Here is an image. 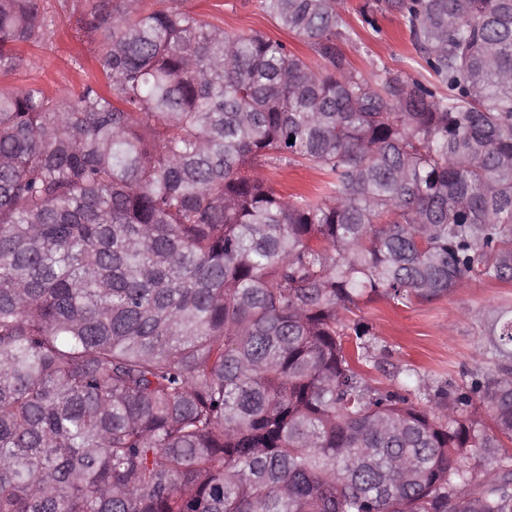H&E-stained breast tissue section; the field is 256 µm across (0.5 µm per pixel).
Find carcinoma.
I'll use <instances>...</instances> for the list:
<instances>
[{
	"label": "carcinoma",
	"mask_w": 512,
	"mask_h": 512,
	"mask_svg": "<svg viewBox=\"0 0 512 512\" xmlns=\"http://www.w3.org/2000/svg\"><path fill=\"white\" fill-rule=\"evenodd\" d=\"M82 2L106 90L0 89V512H512V456L466 467L512 443V308L495 371L426 401L346 317L512 282V0H367L433 77L374 83L338 0H260L312 62L183 0ZM49 34L0 0V73ZM261 173L277 192L284 195L317 188L324 180V175L317 169L287 164L263 167Z\"/></svg>",
	"instance_id": "obj_1"
}]
</instances>
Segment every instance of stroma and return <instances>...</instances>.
Returning <instances> with one entry per match:
<instances>
[{
	"label": "stroma",
	"mask_w": 512,
	"mask_h": 512,
	"mask_svg": "<svg viewBox=\"0 0 512 512\" xmlns=\"http://www.w3.org/2000/svg\"><path fill=\"white\" fill-rule=\"evenodd\" d=\"M80 0H46L51 39L25 49L26 65L0 74V89L20 91L37 86L47 93H75L83 85L103 80L93 47L79 33L73 12ZM366 0H342L341 13L356 35L345 51L365 78L375 80L385 71H403L422 77L419 54L399 17L378 15L376 28L363 26L361 10ZM186 10L198 19L219 25L231 33H259L283 42L296 54L310 56V49L282 28L259 6L258 0H184ZM263 176L288 195L317 188L324 179L316 169L273 165ZM512 307V283L469 280L448 296L412 307L396 306L379 299L363 305L361 314L373 327L371 349L378 369L371 375L382 385L397 383L399 372L411 369L424 375L431 388L461 385L470 371H490L495 361L487 351L483 330L494 309Z\"/></svg>",
	"instance_id": "1"
}]
</instances>
